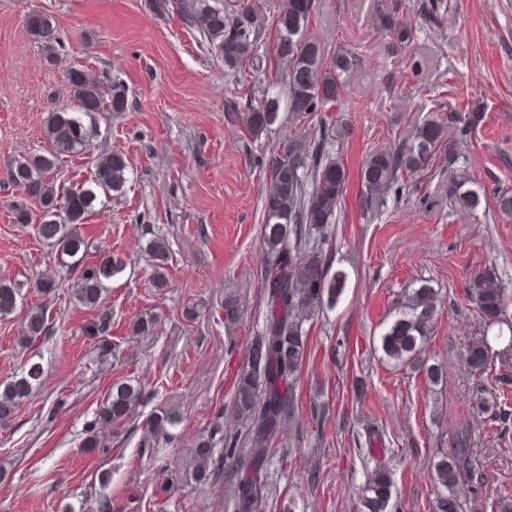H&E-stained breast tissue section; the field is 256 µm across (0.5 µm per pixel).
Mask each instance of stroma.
<instances>
[{
  "mask_svg": "<svg viewBox=\"0 0 512 512\" xmlns=\"http://www.w3.org/2000/svg\"><path fill=\"white\" fill-rule=\"evenodd\" d=\"M189 2L161 12L151 0H0V281L21 287L16 311L0 318V383L27 361L43 371L15 418L0 425V466L8 471L0 512H96L102 494L119 512H231L226 481L191 486L178 466L198 435L238 429L233 380L263 309L270 180L262 162L283 139H310L320 129L288 111L283 78L225 68L191 24ZM380 3L395 7L413 32L409 42L381 27ZM34 11L59 30L55 63L27 33ZM306 34L327 54L357 55L344 93L325 112L327 124L347 129L330 147L347 180L325 250L348 281L339 301L305 325L297 380L304 414L287 423L254 512H358L359 490L379 463L395 483L392 512H435L427 465L464 432L481 474L463 495L464 512H496L500 492H512V352L479 380L461 351L485 327L465 294L471 277L491 266L512 287V216L500 215L493 198L512 190V0H315ZM73 66L127 93L125 111L97 114L94 141L96 153L125 157L127 182L99 197L80 226L87 261L106 252L126 260L105 294L116 346L105 361L84 333L93 311L74 301L64 258L32 225L15 223L21 191L8 173L14 158L48 149L47 118L68 103ZM250 90L279 113L257 139L233 117ZM455 112L483 119L464 130L449 122ZM427 120L444 123L478 206L450 207L441 157L431 176L400 180L383 206L366 209V156L397 147ZM158 235L170 243L163 290L145 251ZM46 271L60 283L49 297L29 286ZM421 280L442 298L423 354L443 371L435 384L379 348L406 290ZM228 294L240 302L234 325L224 321ZM41 303L48 330L22 344L26 314ZM147 315L157 319L153 335L129 336L131 321ZM116 381L141 385V403L109 447L87 452L84 431ZM168 406L181 414L173 440L144 447L150 420ZM371 428L379 438L369 447Z\"/></svg>",
  "mask_w": 512,
  "mask_h": 512,
  "instance_id": "obj_1",
  "label": "stroma"
}]
</instances>
